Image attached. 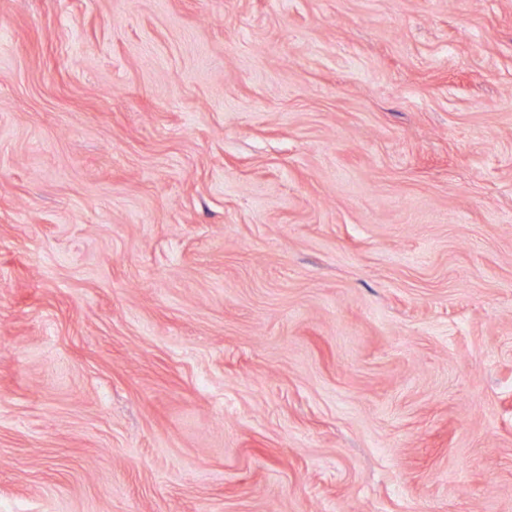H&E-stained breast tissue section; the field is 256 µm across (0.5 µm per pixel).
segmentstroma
Returning <instances> with one entry per match:
<instances>
[{
  "instance_id": "35a3bbf8",
  "label": "stroma",
  "mask_w": 512,
  "mask_h": 512,
  "mask_svg": "<svg viewBox=\"0 0 512 512\" xmlns=\"http://www.w3.org/2000/svg\"><path fill=\"white\" fill-rule=\"evenodd\" d=\"M0 512H512V0H0Z\"/></svg>"
}]
</instances>
